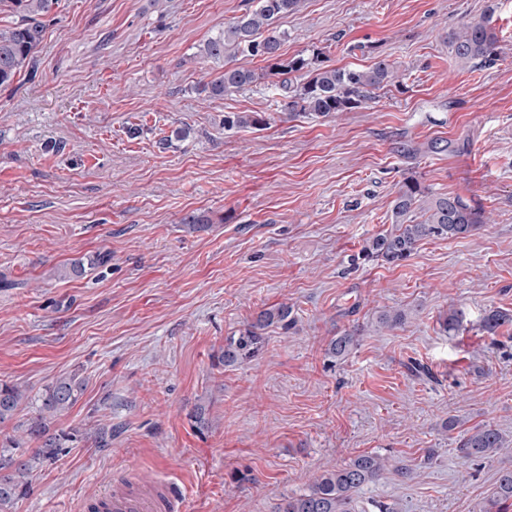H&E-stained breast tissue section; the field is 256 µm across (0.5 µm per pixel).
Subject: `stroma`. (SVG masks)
Returning a JSON list of instances; mask_svg holds the SVG:
<instances>
[{"mask_svg":"<svg viewBox=\"0 0 512 512\" xmlns=\"http://www.w3.org/2000/svg\"><path fill=\"white\" fill-rule=\"evenodd\" d=\"M250 6L55 0L33 63L0 87V382L30 398L0 439L53 380L84 382L50 424L74 441L9 512H80L143 479L176 483L187 512H274L361 454L386 468L356 492L360 512H483L512 470V336L481 326L512 312V0H302L275 22L284 57L401 65L368 107L326 117L283 111L258 58L234 59L256 87L201 93L223 65L200 46ZM488 12L495 61H458L449 33ZM228 112L267 124L228 130ZM411 176L484 226L422 240L397 266L359 260ZM99 252L107 266L66 275ZM283 303L289 329L218 364L226 337ZM384 309L405 325H380ZM354 327L357 346L329 361ZM482 424L510 447L463 461ZM356 342L357 334L355 332H345L329 341L325 349V355L330 358L332 362L342 360L350 354Z\"/></svg>","mask_w":512,"mask_h":512,"instance_id":"1","label":"stroma"}]
</instances>
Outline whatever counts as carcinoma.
<instances>
[{"instance_id":"1","label":"carcinoma","mask_w":512,"mask_h":512,"mask_svg":"<svg viewBox=\"0 0 512 512\" xmlns=\"http://www.w3.org/2000/svg\"><path fill=\"white\" fill-rule=\"evenodd\" d=\"M255 5L247 9L235 21L224 26V31L210 38L201 53L204 58L224 61V70L219 76L202 87L211 98L241 92L252 88L260 75L252 69L233 66L225 61L230 54L260 58L273 62L275 71L281 75L302 72L306 81L293 86L283 81L284 108L288 113L328 116L345 112L371 101L376 91L391 84L398 73V64L386 58L375 57L367 68H327L317 64L315 58L303 56L282 58L283 33L273 23L276 19L298 11L301 0H254ZM53 0H0V11H8L20 17L12 27L0 28V86L10 85L15 77L34 59L43 33L42 18L49 12ZM492 12L478 19L461 24L449 35L453 55L460 61L490 62L497 55L498 38L492 26ZM266 119L253 112H226L223 125L234 128L260 127ZM423 212V220L416 212ZM392 230L367 238L359 256L365 261H382L399 265L416 251L420 241L427 238L464 237L472 234L484 224L482 211L460 196L434 195L425 190L412 177L403 180L391 210ZM106 254H96L87 260L71 263L70 274L78 276L85 266L95 268L108 262ZM292 309L286 304L260 312L251 329L225 339L224 351L219 361L232 366L259 355L265 344L263 330L276 326L283 329L293 323ZM485 331L495 335L502 328L512 327V313L491 310L483 319ZM357 342V334L345 332L332 338L325 355L333 361L346 358ZM83 391L82 382L74 376L57 378L48 385L40 398L37 414L26 425L25 436L9 438L5 448L18 450L25 442H41L38 452L30 458L20 456L0 463L14 467V472L0 477V512L17 497L27 491L22 478L33 468V462L52 463L57 459V449L74 439L71 433H49L50 420L73 406ZM25 392L17 385L0 382V423L13 418ZM505 447V438L495 428L482 425L474 427L462 439L461 457L470 460L485 457ZM385 468L383 458L363 454L349 463L319 474L309 490L303 494L282 500L275 512H358L353 493L362 485L377 479ZM512 500V471L499 477L497 499L491 501L485 512L501 509V505Z\"/></svg>"}]
</instances>
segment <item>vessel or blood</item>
I'll list each match as a JSON object with an SVG mask.
<instances>
[{"label":"vessel or blood","mask_w":512,"mask_h":512,"mask_svg":"<svg viewBox=\"0 0 512 512\" xmlns=\"http://www.w3.org/2000/svg\"><path fill=\"white\" fill-rule=\"evenodd\" d=\"M83 512H184V496L175 484L158 483L149 490L123 485L84 501Z\"/></svg>","instance_id":"vessel-or-blood-1"}]
</instances>
